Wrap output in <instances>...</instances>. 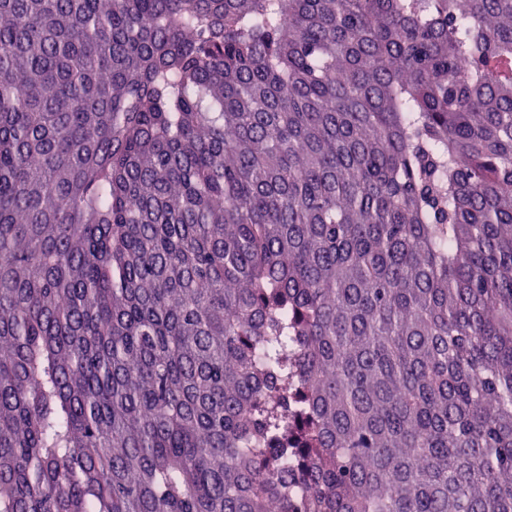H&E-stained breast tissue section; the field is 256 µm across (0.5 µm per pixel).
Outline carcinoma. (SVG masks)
I'll list each match as a JSON object with an SVG mask.
<instances>
[{"instance_id":"carcinoma-1","label":"carcinoma","mask_w":512,"mask_h":512,"mask_svg":"<svg viewBox=\"0 0 512 512\" xmlns=\"http://www.w3.org/2000/svg\"><path fill=\"white\" fill-rule=\"evenodd\" d=\"M0 512H512V0H0Z\"/></svg>"}]
</instances>
